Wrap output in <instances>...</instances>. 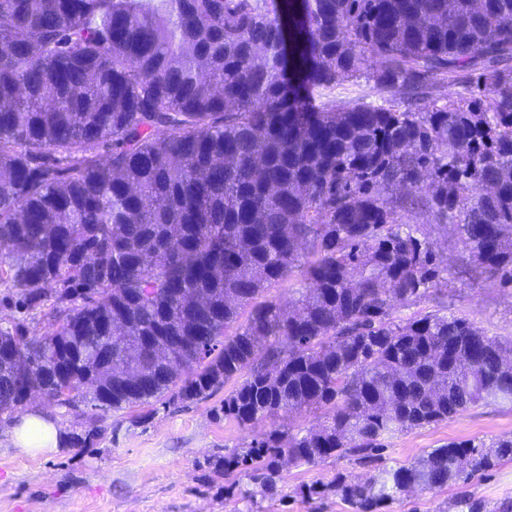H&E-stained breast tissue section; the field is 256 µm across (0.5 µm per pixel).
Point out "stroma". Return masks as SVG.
I'll return each instance as SVG.
<instances>
[{"label": "stroma", "instance_id": "1", "mask_svg": "<svg viewBox=\"0 0 512 512\" xmlns=\"http://www.w3.org/2000/svg\"><path fill=\"white\" fill-rule=\"evenodd\" d=\"M445 270L429 295L411 306H395L407 320L430 311L468 317L489 336L512 340V283L475 274L453 241L441 244ZM226 389L185 407L141 405L99 416L85 405L67 408L47 396L28 402L58 417L67 429L96 430L85 448H60L27 455L8 448L0 416V512H246L247 504L224 491L225 454L244 433L210 411ZM512 434V405L469 407L446 422L391 439L376 461L341 459L316 467H284L281 493L262 501L260 512H349L336 495L318 504L298 494L300 487L330 482L336 472L356 479L376 468L418 458L451 439L489 440Z\"/></svg>", "mask_w": 512, "mask_h": 512}]
</instances>
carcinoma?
<instances>
[{"instance_id":"carcinoma-1","label":"carcinoma","mask_w":512,"mask_h":512,"mask_svg":"<svg viewBox=\"0 0 512 512\" xmlns=\"http://www.w3.org/2000/svg\"><path fill=\"white\" fill-rule=\"evenodd\" d=\"M369 59L382 103L336 95ZM473 76L405 106L427 77ZM450 224L512 281V0H0V284L51 326H0V415L30 393L188 406L233 381L213 418L275 424L224 456L253 502L287 464L372 462L391 435L512 404L511 343L393 317L437 285ZM507 462L512 435L450 440L329 489L378 512Z\"/></svg>"}]
</instances>
